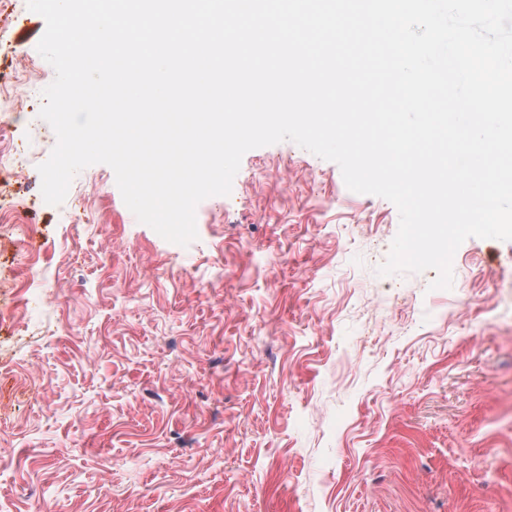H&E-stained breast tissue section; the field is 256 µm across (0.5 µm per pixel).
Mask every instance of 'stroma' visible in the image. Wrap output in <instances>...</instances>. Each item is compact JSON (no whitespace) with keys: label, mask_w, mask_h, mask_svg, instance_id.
<instances>
[{"label":"stroma","mask_w":512,"mask_h":512,"mask_svg":"<svg viewBox=\"0 0 512 512\" xmlns=\"http://www.w3.org/2000/svg\"><path fill=\"white\" fill-rule=\"evenodd\" d=\"M16 134L40 186L55 133L33 110ZM68 194L27 217L62 307L22 308L0 245V512H512V241L465 240L448 290L378 275L396 207L290 141L244 154L186 247L108 165Z\"/></svg>","instance_id":"1"}]
</instances>
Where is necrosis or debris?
<instances>
[{"label":"necrosis or debris","mask_w":512,"mask_h":512,"mask_svg":"<svg viewBox=\"0 0 512 512\" xmlns=\"http://www.w3.org/2000/svg\"><path fill=\"white\" fill-rule=\"evenodd\" d=\"M0 57L10 63L9 71H0V230L11 231L16 226H25L23 276L27 287L38 292L46 304L58 307L63 299L47 286L40 251L34 244L38 230L26 222V215L35 207L37 197L23 175L27 160L14 139V131L28 107L26 100L16 97L15 90L24 84L37 91L41 85L28 54L13 38L9 28L2 25Z\"/></svg>","instance_id":"4bbe7bcc"}]
</instances>
